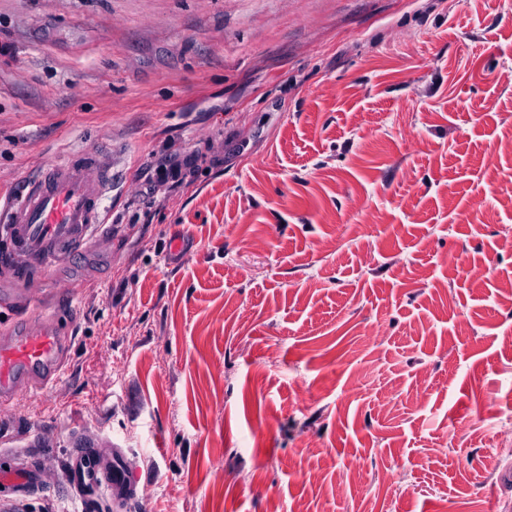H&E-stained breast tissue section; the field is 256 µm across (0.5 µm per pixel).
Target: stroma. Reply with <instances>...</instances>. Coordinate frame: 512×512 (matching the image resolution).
<instances>
[{"instance_id":"1","label":"stroma","mask_w":512,"mask_h":512,"mask_svg":"<svg viewBox=\"0 0 512 512\" xmlns=\"http://www.w3.org/2000/svg\"><path fill=\"white\" fill-rule=\"evenodd\" d=\"M99 146L110 245L0 272V328L72 329L0 502L505 512L512 0H0V194ZM79 444L136 496L76 492Z\"/></svg>"}]
</instances>
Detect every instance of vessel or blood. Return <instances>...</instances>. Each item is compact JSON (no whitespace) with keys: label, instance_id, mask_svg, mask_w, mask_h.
Listing matches in <instances>:
<instances>
[{"label":"vessel or blood","instance_id":"obj_1","mask_svg":"<svg viewBox=\"0 0 512 512\" xmlns=\"http://www.w3.org/2000/svg\"><path fill=\"white\" fill-rule=\"evenodd\" d=\"M111 152L84 149L53 160L22 180L0 201V266L39 278L50 264L68 262L93 245L102 225V201L112 185ZM70 341L49 320L34 315L19 330L0 335V408L17 389L40 391L63 371Z\"/></svg>","mask_w":512,"mask_h":512}]
</instances>
